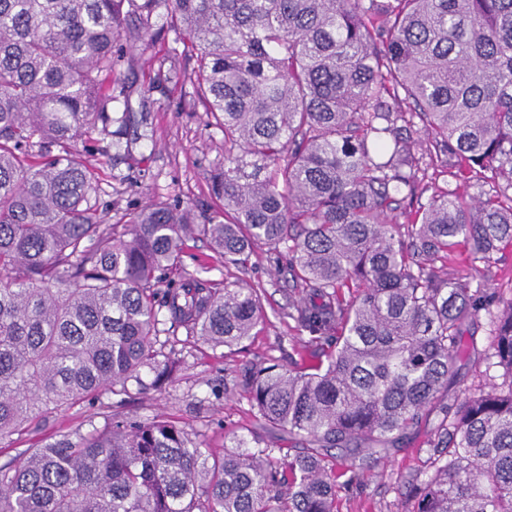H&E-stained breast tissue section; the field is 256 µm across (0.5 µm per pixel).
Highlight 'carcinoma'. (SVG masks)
Returning <instances> with one entry per match:
<instances>
[{
    "label": "carcinoma",
    "mask_w": 512,
    "mask_h": 512,
    "mask_svg": "<svg viewBox=\"0 0 512 512\" xmlns=\"http://www.w3.org/2000/svg\"><path fill=\"white\" fill-rule=\"evenodd\" d=\"M158 26L182 31L224 129L222 220L149 202L108 224L99 170L76 158L94 133L97 151L120 147L129 112H112L125 96L112 72ZM421 150L463 178L491 173L498 191L471 202L448 186L420 202ZM503 197L512 0H0V439L171 382L162 325L215 348L252 335L259 291L181 270L189 238L242 263L287 252L309 290L294 319L330 348L310 372L238 376L292 456L255 433L221 452L164 416L110 413L0 466V512H334L328 451L403 443L431 411L435 470L405 512H512V297L436 267L461 243L473 263L512 247ZM482 312L484 360L507 387L481 371L479 393L450 400L463 325Z\"/></svg>",
    "instance_id": "carcinoma-1"
}]
</instances>
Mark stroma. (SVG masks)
<instances>
[{
	"mask_svg": "<svg viewBox=\"0 0 512 512\" xmlns=\"http://www.w3.org/2000/svg\"><path fill=\"white\" fill-rule=\"evenodd\" d=\"M183 49L181 34L166 31L145 54H133L122 62L112 76L113 83L125 86L129 95L128 102L112 105L114 111H129L127 134L121 148L111 149L109 155L92 151L82 155L100 170L96 198L108 223H125L150 200L190 208L201 220L218 212L210 177L224 166V132L198 101L191 78L195 60ZM175 54L184 71L180 81L149 88L160 60ZM182 267L219 288L230 280L260 289L263 318L250 338L232 349L213 350L202 343L177 345L180 367L173 383L147 397L130 399L121 412L142 420L172 417L208 447L221 449L232 445L234 436H249L257 428L251 405L235 382L241 370L272 359L294 370L317 364L318 357L308 333L297 330L288 317L303 292L292 285L285 255L260 249L241 267L196 238L187 243ZM445 270L449 276L482 283L497 295L512 296V249L474 264L459 247L449 256ZM465 329L473 345L455 364L461 391L474 389V370L483 367L487 345L485 319L466 323ZM112 403V395L105 393L95 403L54 412L38 428L1 440L0 465L40 445L45 437L71 436L103 426ZM436 424V415L424 417L407 444L383 453L356 485L341 487L336 512H403L409 485L433 473L427 439Z\"/></svg>",
	"mask_w": 512,
	"mask_h": 512,
	"instance_id": "stroma-1",
	"label": "stroma"
}]
</instances>
